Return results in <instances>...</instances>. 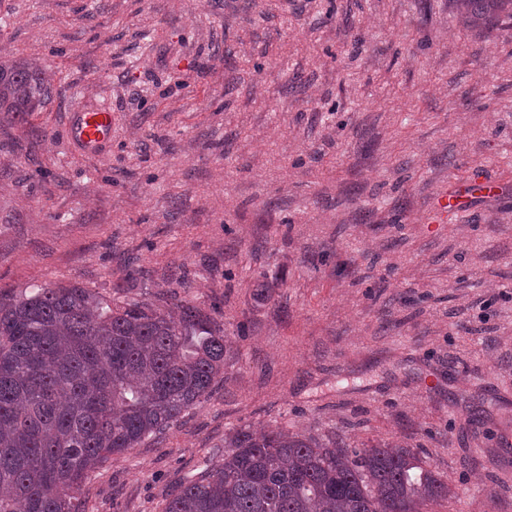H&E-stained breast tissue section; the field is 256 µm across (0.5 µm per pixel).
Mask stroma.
Segmentation results:
<instances>
[{
  "label": "stroma",
  "instance_id": "obj_1",
  "mask_svg": "<svg viewBox=\"0 0 512 512\" xmlns=\"http://www.w3.org/2000/svg\"><path fill=\"white\" fill-rule=\"evenodd\" d=\"M0 290L179 300L224 375L112 456L84 512H163L234 428L399 444L425 512H512V19L454 0H0ZM112 108L96 150L80 112ZM500 183L474 188L476 176ZM468 193L465 215L436 213ZM48 93L38 67L25 60H0V112H38Z\"/></svg>",
  "mask_w": 512,
  "mask_h": 512
}]
</instances>
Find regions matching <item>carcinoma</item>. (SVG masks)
<instances>
[{
	"mask_svg": "<svg viewBox=\"0 0 512 512\" xmlns=\"http://www.w3.org/2000/svg\"><path fill=\"white\" fill-rule=\"evenodd\" d=\"M471 25L512 0H456ZM41 70L0 60V112H37ZM115 306L89 288L0 291V512H80L74 492L112 455L176 425L224 374V328L197 307ZM223 462L164 512H421L448 481L409 448H343L280 428L224 436Z\"/></svg>",
	"mask_w": 512,
	"mask_h": 512,
	"instance_id": "cac0c4a2",
	"label": "carcinoma"
}]
</instances>
